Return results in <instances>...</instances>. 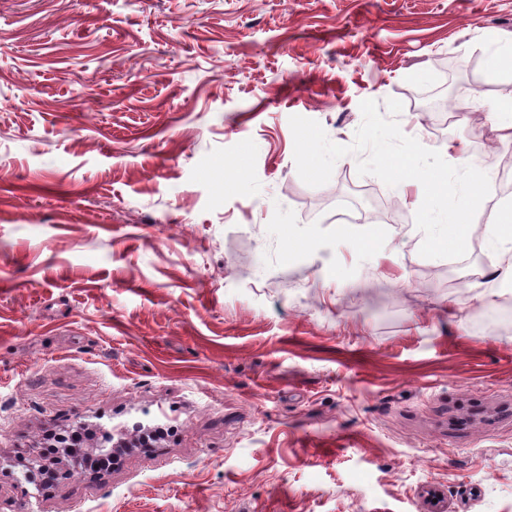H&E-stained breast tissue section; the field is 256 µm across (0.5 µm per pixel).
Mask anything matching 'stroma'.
Masks as SVG:
<instances>
[{
  "mask_svg": "<svg viewBox=\"0 0 512 512\" xmlns=\"http://www.w3.org/2000/svg\"><path fill=\"white\" fill-rule=\"evenodd\" d=\"M493 34L512 0H0V512H512L503 249L422 257L416 188L306 185L289 124L395 99L502 166ZM77 418L173 433L22 490Z\"/></svg>",
  "mask_w": 512,
  "mask_h": 512,
  "instance_id": "35a3bbf8",
  "label": "stroma"
}]
</instances>
